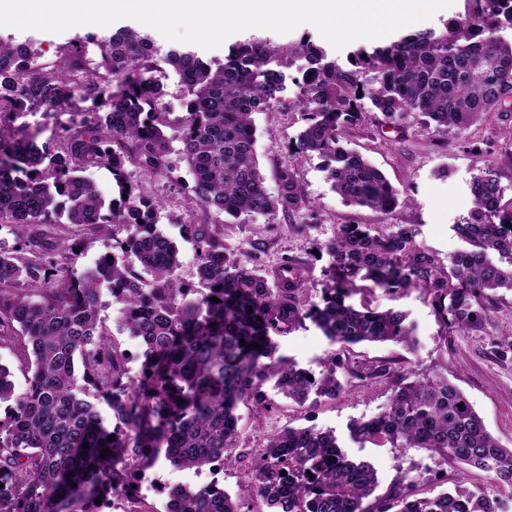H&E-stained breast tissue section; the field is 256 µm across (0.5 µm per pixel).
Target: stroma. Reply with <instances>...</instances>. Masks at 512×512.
Here are the masks:
<instances>
[{
	"label": "stroma",
	"mask_w": 512,
	"mask_h": 512,
	"mask_svg": "<svg viewBox=\"0 0 512 512\" xmlns=\"http://www.w3.org/2000/svg\"><path fill=\"white\" fill-rule=\"evenodd\" d=\"M74 30L55 34L38 30L0 27V39L21 43L32 42L36 63L54 60L56 48ZM379 113L370 112L345 131L349 148L367 157L383 171L410 205L397 208L390 219L363 207L345 204L325 179L318 161H294L296 136L302 126L299 112L282 104L268 112L254 115L257 129L255 151L269 193L279 190L278 175L294 167L304 190L305 206L301 211L278 213L276 217L256 214L244 224L224 223V243L244 253L251 264L267 275H275L282 261L295 259L307 283L306 305L319 302L320 284L328 268L327 257L316 255L319 244L332 238L339 225L366 224L375 231L387 233L394 225L410 224L417 230V244L448 258L463 249V242L452 229L459 217L471 207L469 182L487 161L505 165L512 162V141L505 139V127L512 126V112H492L466 130L461 136L446 140L435 135L418 118H407L402 128L380 123ZM131 182L141 194L161 201L158 227L176 238L182 256L181 276L192 280L195 252L192 244L179 237V228L195 224L205 217L193 193V178L178 153L169 156L166 176L153 177L132 168ZM64 238L80 241L86 250L76 264L77 269L93 264L100 255L111 252L114 241L123 240L126 229H117L114 239L96 238L84 226L62 224L57 229ZM355 305L379 310L394 308L407 314L417 328L418 350L407 354L394 343L356 346L359 357L366 360L408 357L419 373H446L482 417L488 430L501 444L512 448V292L501 291L489 305L482 330L467 334L447 330L438 319L430 297L422 291L391 293L361 283L352 295ZM330 343L312 323L280 337L278 354L312 372H320ZM269 409L258 412L254 403L238 407L237 452L262 447L267 437L286 426H313L333 431L349 457L370 460L375 466L381 489L400 480L413 482L417 496H430L453 490L455 486L471 487L487 483L488 477L469 470L457 462L435 463L422 448H393L369 441L353 439L351 421L369 419L390 395L386 383L358 382L345 387L335 398L310 397L302 404L284 398L273 381L261 387ZM161 487L175 485L199 487L218 481L228 492H236L246 478L237 460L229 459L219 470L180 469L162 461L153 468Z\"/></svg>",
	"instance_id": "1"
}]
</instances>
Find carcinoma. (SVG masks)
Here are the masks:
<instances>
[{"mask_svg":"<svg viewBox=\"0 0 512 512\" xmlns=\"http://www.w3.org/2000/svg\"><path fill=\"white\" fill-rule=\"evenodd\" d=\"M466 2L465 14L441 29L397 33L344 61L309 39L283 48L251 36L229 45L218 65L197 47L165 50L130 25L71 38L50 64H37L27 43L0 41V220L17 230L15 246H0V346L12 348L27 373L18 393L0 366V404L8 403L0 416V512H88L101 489L131 492L136 471L161 458L210 467L235 447L239 404L253 400L265 409L266 380L301 404L312 394L341 392L340 370L360 382L391 384L379 413L353 421L354 438L424 448L438 462L483 471L496 497L457 486L415 498L402 481L376 497L370 462L350 459L331 431L289 426L258 452L242 454L249 473L235 494L222 486L170 487L167 512H244L246 501L265 507L257 512H501V494L512 501V448L499 444L448 377H421L404 357L366 362L347 355L362 343L393 342L408 351L416 345L405 312L347 303L358 279L387 292L424 291L453 332L479 328L495 292L512 291V184L503 183L496 162L469 183L472 206L452 225L467 247L448 262L418 245L409 225L380 235L342 224L318 246L330 264L321 303L308 308L294 261L284 260L271 283L224 246L219 224L182 225L194 246L198 287L182 281L180 251L158 229L161 204L142 196L126 170L156 177L168 170L170 121L156 77L168 69L185 100L179 154L205 213L245 224L255 214L301 210L294 168L282 171L273 196L255 153L253 114L279 105L292 84L304 121L294 155L320 159L347 204L388 215L406 199L345 145L348 126L367 112L393 125L417 115L441 136L459 135L486 113L505 111L512 98V37L503 35L512 31V0ZM89 44L98 59L87 57ZM77 85L96 112L63 129L59 144L39 146L15 126L25 113L67 111ZM88 168L108 171L117 195L106 198L80 175ZM63 215L93 235L129 223L135 231L118 242L120 253L96 261L97 272L79 273L73 265L82 244L54 230ZM103 289L119 305L118 329L143 347L136 384L128 351L101 320ZM307 319L339 346L311 381L309 371L274 358L276 338ZM242 339L261 348L242 346Z\"/></svg>","mask_w":512,"mask_h":512,"instance_id":"cac0c4a2","label":"carcinoma"}]
</instances>
